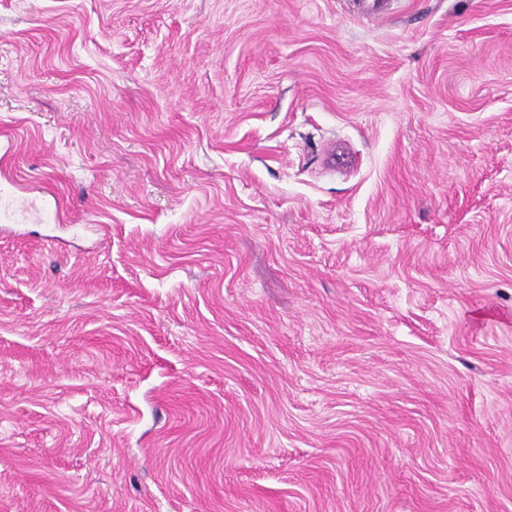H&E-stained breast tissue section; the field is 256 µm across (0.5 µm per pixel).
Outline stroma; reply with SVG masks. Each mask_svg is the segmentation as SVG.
Listing matches in <instances>:
<instances>
[{
    "mask_svg": "<svg viewBox=\"0 0 512 512\" xmlns=\"http://www.w3.org/2000/svg\"><path fill=\"white\" fill-rule=\"evenodd\" d=\"M0 512H512V0H0Z\"/></svg>",
    "mask_w": 512,
    "mask_h": 512,
    "instance_id": "obj_1",
    "label": "stroma"
}]
</instances>
